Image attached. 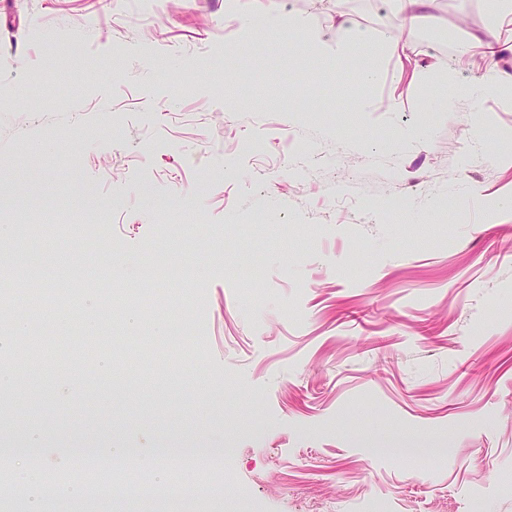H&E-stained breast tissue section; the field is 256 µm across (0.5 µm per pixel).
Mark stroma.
Instances as JSON below:
<instances>
[{
  "instance_id": "stroma-1",
  "label": "stroma",
  "mask_w": 512,
  "mask_h": 512,
  "mask_svg": "<svg viewBox=\"0 0 512 512\" xmlns=\"http://www.w3.org/2000/svg\"><path fill=\"white\" fill-rule=\"evenodd\" d=\"M364 2L369 39L330 76L265 26L290 13L335 32L314 0H161L155 24L141 0H0V199L20 225L91 192L110 204L0 238V321L27 322L8 360L45 339L0 391V448H111L118 472L132 449L221 461L192 474L218 497L170 492L172 456L140 470L157 496L102 490V512H473L477 490L480 512H512V96L442 111L447 83L389 49L463 83L485 61L461 44L512 27L487 0H435L406 28ZM35 262L52 298L33 315ZM78 264L100 278L76 299ZM107 307L101 336L86 317ZM91 346L96 376L60 365Z\"/></svg>"
}]
</instances>
